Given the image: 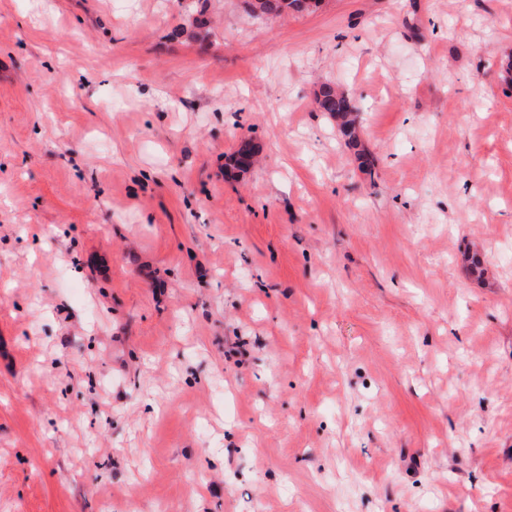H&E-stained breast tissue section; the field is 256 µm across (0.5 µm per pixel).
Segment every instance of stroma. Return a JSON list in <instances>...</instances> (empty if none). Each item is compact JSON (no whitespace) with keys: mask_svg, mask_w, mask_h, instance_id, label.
<instances>
[{"mask_svg":"<svg viewBox=\"0 0 512 512\" xmlns=\"http://www.w3.org/2000/svg\"><path fill=\"white\" fill-rule=\"evenodd\" d=\"M511 64L512 0H0V512H512ZM262 14L303 13L317 7L319 0H261ZM315 100L320 112L327 113L336 120L340 134L351 147L358 145L360 108L356 100L335 86L324 83L315 92Z\"/></svg>","mask_w":512,"mask_h":512,"instance_id":"35a3bbf8","label":"stroma"}]
</instances>
